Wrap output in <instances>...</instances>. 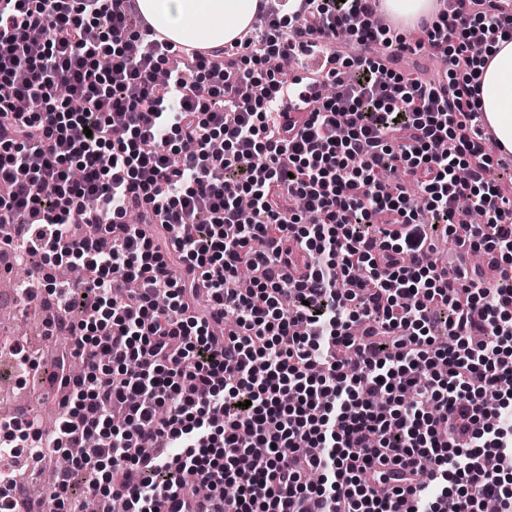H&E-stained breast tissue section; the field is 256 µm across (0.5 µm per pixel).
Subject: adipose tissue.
<instances>
[{
	"mask_svg": "<svg viewBox=\"0 0 512 512\" xmlns=\"http://www.w3.org/2000/svg\"><path fill=\"white\" fill-rule=\"evenodd\" d=\"M147 23L178 45L212 48L250 24L257 0H139ZM479 105L500 145L512 150V42L487 48Z\"/></svg>",
	"mask_w": 512,
	"mask_h": 512,
	"instance_id": "1",
	"label": "adipose tissue"
}]
</instances>
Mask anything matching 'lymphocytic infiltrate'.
Here are the masks:
<instances>
[{"label": "lymphocytic infiltrate", "instance_id": "f902f5d3", "mask_svg": "<svg viewBox=\"0 0 512 512\" xmlns=\"http://www.w3.org/2000/svg\"><path fill=\"white\" fill-rule=\"evenodd\" d=\"M380 14L259 0L227 55L166 41L138 0H0V223L33 260L26 300L83 312L58 423L29 422L36 455L70 458L64 510L81 470L126 512H512V419L486 422L512 408V172L471 51L512 41V0L418 24L461 82L402 69ZM309 56L325 79L271 65ZM438 230L498 279L425 263Z\"/></svg>", "mask_w": 512, "mask_h": 512}]
</instances>
